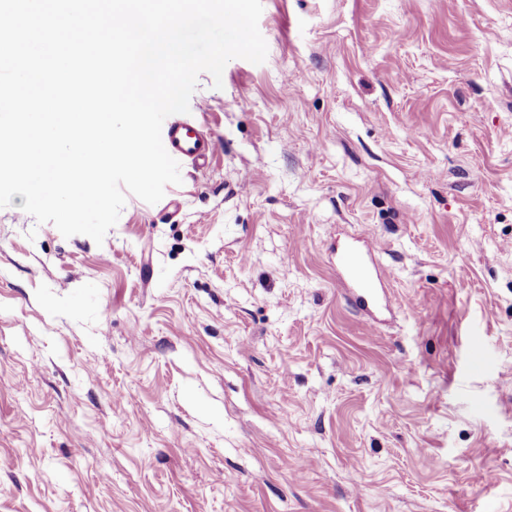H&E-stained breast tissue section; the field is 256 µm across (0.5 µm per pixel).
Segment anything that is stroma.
<instances>
[{"mask_svg": "<svg viewBox=\"0 0 512 512\" xmlns=\"http://www.w3.org/2000/svg\"><path fill=\"white\" fill-rule=\"evenodd\" d=\"M262 5L207 168L100 244L0 208V512H512V0ZM373 246L369 241H362L360 246H350L341 252L338 258L340 269L348 274L354 282V288H348L351 298L361 310L372 315L380 305L376 285L388 279L387 272L380 266L371 268L366 264V257H371Z\"/></svg>", "mask_w": 512, "mask_h": 512, "instance_id": "stroma-1", "label": "stroma"}]
</instances>
